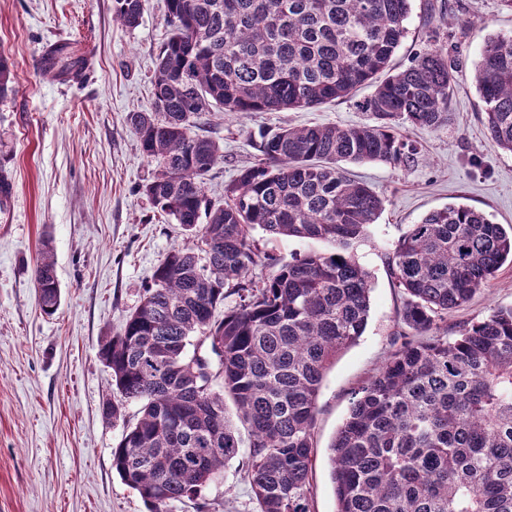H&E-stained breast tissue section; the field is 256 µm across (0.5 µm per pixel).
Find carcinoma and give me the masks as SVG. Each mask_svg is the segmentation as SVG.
Wrapping results in <instances>:
<instances>
[{
  "label": "carcinoma",
  "mask_w": 512,
  "mask_h": 512,
  "mask_svg": "<svg viewBox=\"0 0 512 512\" xmlns=\"http://www.w3.org/2000/svg\"><path fill=\"white\" fill-rule=\"evenodd\" d=\"M147 2L113 0V20L139 27ZM411 2L164 0L169 37L152 78L154 111L131 112L129 122L159 164L143 191L193 246L166 255L98 348L112 376L104 418L138 406L112 469L147 512L200 499L240 455L227 398L249 432L258 512H313L318 396L326 370L366 329L370 275L354 247L383 209L344 164L407 163L414 149L401 127L447 125L458 82L443 47L392 69ZM85 65L58 45L40 72L77 78ZM474 79L490 140L512 153V34L485 43ZM11 83L0 52V97ZM365 85L367 122L263 132L260 159L224 187V202L207 197L224 154L193 131L200 114L313 108ZM257 228L332 250L284 262L259 249ZM507 260L512 231L464 204L429 212L396 241L388 268L411 334L353 392L329 446L336 512H512V307L453 336L442 331ZM259 265L272 272L254 280ZM34 277L51 315L61 292L46 241ZM232 295L239 301L219 316Z\"/></svg>",
  "instance_id": "carcinoma-1"
}]
</instances>
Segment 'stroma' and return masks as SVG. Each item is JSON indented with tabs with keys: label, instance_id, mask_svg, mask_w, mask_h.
Instances as JSON below:
<instances>
[{
	"label": "stroma",
	"instance_id": "35a3bbf8",
	"mask_svg": "<svg viewBox=\"0 0 512 512\" xmlns=\"http://www.w3.org/2000/svg\"><path fill=\"white\" fill-rule=\"evenodd\" d=\"M113 0H0V52L13 72L0 99V171L13 185L0 205V512H146L112 469L122 422L106 420L110 371L97 351L139 304L166 254L191 245L181 225L153 207L142 191L157 171L127 117L154 109L151 79L169 27L163 0H149L141 25L122 29ZM408 34L394 56L400 69L429 46L433 28L452 33L460 63L451 123L408 126L417 152L408 164L349 165L354 178L384 200L368 237L355 251L371 275L366 330L326 372L318 398L312 505L336 512L328 446L346 418L351 393L386 359L403 326L401 291L387 260L397 239L430 211L465 204L495 223L512 225V154L495 147L482 122L472 81L487 40L512 33V11L499 0H412ZM69 44L88 54L80 80L43 78L47 46ZM369 94L313 109L203 115V130L220 141L224 160L205 193L224 187L258 155L265 129L367 120ZM50 240L61 303L41 313L34 267ZM512 305V264L469 304L448 316L449 332ZM209 512H257L241 459H233L202 493Z\"/></svg>",
	"mask_w": 512,
	"mask_h": 512
}]
</instances>
